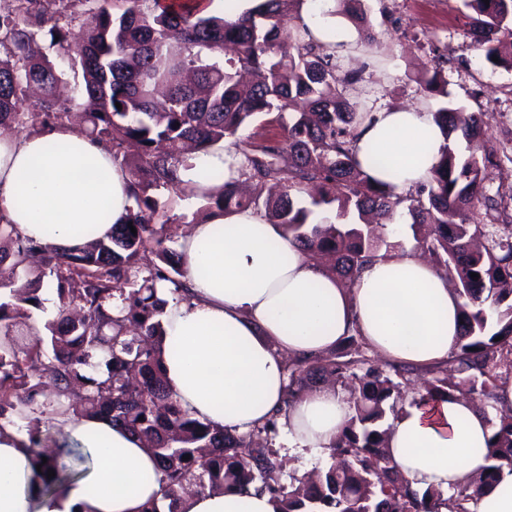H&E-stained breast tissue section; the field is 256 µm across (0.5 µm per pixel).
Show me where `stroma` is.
<instances>
[{
  "label": "stroma",
  "instance_id": "1",
  "mask_svg": "<svg viewBox=\"0 0 512 512\" xmlns=\"http://www.w3.org/2000/svg\"><path fill=\"white\" fill-rule=\"evenodd\" d=\"M362 6L377 43L341 61L343 69L360 71V99L371 106L418 104L427 99L420 77L441 57L455 105L492 114L487 148L512 146V71L475 48L463 0H363Z\"/></svg>",
  "mask_w": 512,
  "mask_h": 512
}]
</instances>
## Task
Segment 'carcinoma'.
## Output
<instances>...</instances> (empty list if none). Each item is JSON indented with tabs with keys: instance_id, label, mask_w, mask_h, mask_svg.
<instances>
[{
	"instance_id": "carcinoma-1",
	"label": "carcinoma",
	"mask_w": 512,
	"mask_h": 512,
	"mask_svg": "<svg viewBox=\"0 0 512 512\" xmlns=\"http://www.w3.org/2000/svg\"><path fill=\"white\" fill-rule=\"evenodd\" d=\"M299 2L263 0L256 11L227 21L202 13L191 0H0V128L46 130L72 108L82 109L87 136L110 145L113 160L128 166L134 200L132 225L114 224L107 239L83 249L43 245L0 223V244L11 246L0 250V291L9 290L0 299V429L47 410L106 418L158 458L168 512H178L190 484L200 491L264 493L276 512H439L443 493L415 489L385 445L386 410L397 413L402 381L417 369L376 360L357 332L327 356L291 359L284 367L281 411L321 381L334 383L350 406L328 448L331 463L315 480L281 482V464L268 446L277 417L241 434L218 432L170 396L156 348L166 304L158 285L173 294L185 291V269L181 253L166 246L174 242L173 229L154 191L183 193L178 166L185 143L206 151L227 142L236 150L239 178L204 196L207 207L226 213L264 208L310 259L333 255L335 273L346 282L391 248L367 222L368 213L392 215L404 205L411 228L424 229L419 248L454 283L464 324L448 360L426 370L420 400L452 397L465 386L485 414L495 415L488 465L468 487L448 495V512H469L466 504L503 467L512 468V407L498 406L497 394L512 374V224L469 218L476 201L488 212L498 210L482 178L488 116L451 102L440 107L436 122L447 138L465 140V151L446 144L426 183L395 193L364 172L353 154L357 128L369 114L348 96L359 73L342 70L307 28L282 31L283 8ZM340 3L372 44L357 8L361 0ZM466 6L473 11L471 35L490 62L499 37L512 36V0H466ZM86 13L95 24L70 36ZM42 35L81 72L82 102L60 97L64 71L33 50ZM259 117L278 135L261 144L242 139L240 131ZM130 141L140 154L128 165L122 150ZM242 181L272 183L281 192L261 205L240 193ZM313 187L319 195L311 207L301 205L300 195ZM334 202L335 219L310 221L313 208ZM46 282L58 297L56 315L44 325L48 334L20 330L14 313L42 308L39 291ZM46 379L54 386L49 394ZM68 454L77 467L53 457L49 468L35 472L43 495L85 471L89 458L77 448Z\"/></svg>"
}]
</instances>
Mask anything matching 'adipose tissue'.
Segmentation results:
<instances>
[{
    "label": "adipose tissue",
    "mask_w": 512,
    "mask_h": 512,
    "mask_svg": "<svg viewBox=\"0 0 512 512\" xmlns=\"http://www.w3.org/2000/svg\"><path fill=\"white\" fill-rule=\"evenodd\" d=\"M336 0H302L299 24L331 53L354 46ZM445 143L430 108L374 107L360 125L356 158L400 193L426 181ZM226 148L180 166L190 198L218 191ZM380 166H371V159ZM132 179L111 153L72 127L0 135V222L41 243L77 248L109 235L133 205ZM109 221H102V214ZM188 296L169 299L158 345L168 389L192 418L243 433L280 413L289 446L316 456L335 440L350 408L318 385L281 412L285 357L320 355L359 331L386 360L429 367L446 361L460 332L459 299L418 251L381 255L352 285L310 260L281 225L248 208L213 210L182 238ZM59 439L87 449L91 472L42 496L27 432L0 430V512H141L162 494L157 460L125 429L58 412ZM492 434L472 402L407 403L389 423L388 450L414 488L465 486L486 464ZM180 512H274L269 495L189 493Z\"/></svg>",
    "instance_id": "ef3b65f1"
}]
</instances>
